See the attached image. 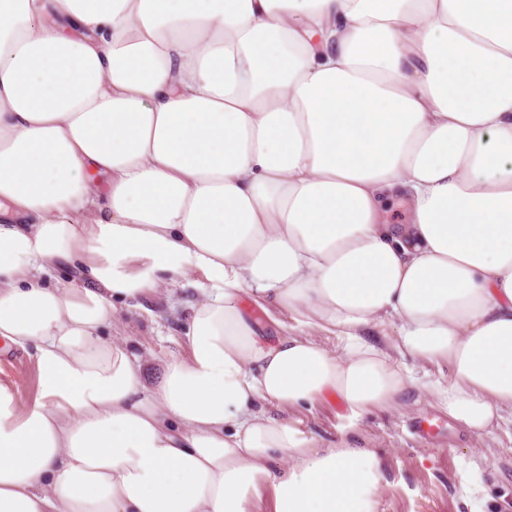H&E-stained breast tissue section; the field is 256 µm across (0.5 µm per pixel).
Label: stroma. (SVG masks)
Instances as JSON below:
<instances>
[{
	"label": "stroma",
	"instance_id": "35a3bbf8",
	"mask_svg": "<svg viewBox=\"0 0 512 512\" xmlns=\"http://www.w3.org/2000/svg\"><path fill=\"white\" fill-rule=\"evenodd\" d=\"M195 299L193 287L176 284L117 305L112 334L126 342L147 388L159 384L165 361L185 355L179 328ZM0 382L17 390L21 401L31 400L36 372L30 353L0 345ZM288 416L318 447L349 439L379 451L384 480L376 512H512L511 422L478 437L434 398L416 393L398 410L356 416L326 402L289 410ZM423 419L436 423L434 434L417 431Z\"/></svg>",
	"mask_w": 512,
	"mask_h": 512
}]
</instances>
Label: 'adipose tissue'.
I'll return each mask as SVG.
<instances>
[{
  "instance_id": "obj_1",
  "label": "adipose tissue",
  "mask_w": 512,
  "mask_h": 512,
  "mask_svg": "<svg viewBox=\"0 0 512 512\" xmlns=\"http://www.w3.org/2000/svg\"><path fill=\"white\" fill-rule=\"evenodd\" d=\"M193 275L147 391L114 304ZM0 342V512H375L283 413L512 417V0H0ZM0 382L17 390L22 402H28L36 393V372L31 354L17 348H6L0 343Z\"/></svg>"
}]
</instances>
